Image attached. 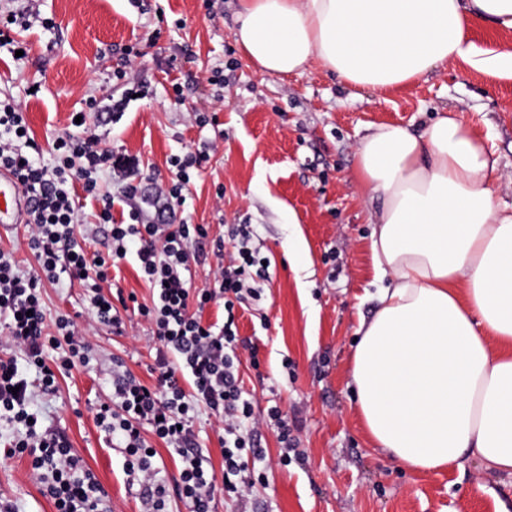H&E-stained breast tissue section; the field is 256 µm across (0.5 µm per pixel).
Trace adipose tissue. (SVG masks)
<instances>
[{
	"label": "adipose tissue",
	"instance_id": "obj_1",
	"mask_svg": "<svg viewBox=\"0 0 512 512\" xmlns=\"http://www.w3.org/2000/svg\"><path fill=\"white\" fill-rule=\"evenodd\" d=\"M512 30V0H237L233 37L263 75L310 68L397 89L460 59L512 77V49L467 27ZM498 159L461 112L422 131L372 126L354 177L369 197L370 249L383 284L361 323L350 382L374 448L413 472L465 456L512 476V204L490 187ZM469 37L478 46L498 50L503 46L512 48V31H502L490 24H476L469 30Z\"/></svg>",
	"mask_w": 512,
	"mask_h": 512
}]
</instances>
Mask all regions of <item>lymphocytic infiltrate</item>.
I'll return each instance as SVG.
<instances>
[{"mask_svg": "<svg viewBox=\"0 0 512 512\" xmlns=\"http://www.w3.org/2000/svg\"><path fill=\"white\" fill-rule=\"evenodd\" d=\"M143 55L139 43L121 47L120 62L110 74L121 95L107 107L89 97V111L107 109L113 119L122 118L134 95L145 92L132 72L134 60ZM215 147L211 141L200 150L170 156V180L150 174L157 204L154 215L133 206L117 218L112 213L115 203L137 195L130 176L138 170V160L103 147L101 135L87 127L57 136L53 162L44 164L22 109L12 99H0V168L16 179L29 201L28 245L39 264L38 272L27 274L0 252V315L5 318L0 340L19 353L18 358L0 360V422L17 429L6 455L30 457L32 477L41 493L53 500L56 512H101L105 491L67 437L42 428L33 417L34 389L54 392L58 372L87 366L91 351L86 328L68 314L55 321L57 337H47L43 285L58 282L64 272L81 280L95 323L123 336L126 321L103 284L109 264L129 257L152 290L151 304L138 305L137 311L148 325L155 350V382L147 386L130 376L118 377L111 398L98 405L95 418L124 448L125 473L138 485L145 512H163L171 491L187 512H215L219 498L234 512H248L253 489L267 466L266 451L258 444L262 421L274 422L277 428L279 465L293 461L299 419L283 415L276 406L269 407L266 416L256 415L252 398L239 383L240 351H248L252 367H259L260 361L252 341L237 334L236 310L259 304L270 279L263 255L252 244V225H232L229 239L214 240L207 225L164 219L184 205L190 184ZM109 172L118 176L113 192L101 184L102 174ZM88 199L97 204L95 222L109 227L112 246L104 255L89 252L86 246L83 208ZM211 255L217 260L215 288H194V267ZM215 302L224 310L220 323L203 318ZM48 347L60 352L57 368L45 363ZM28 365L38 369V381L27 378ZM201 407L222 425L224 465L218 473L195 448L192 424ZM150 434L179 458L173 488L157 480L146 440Z\"/></svg>", "mask_w": 512, "mask_h": 512, "instance_id": "f902f5d3", "label": "lymphocytic infiltrate"}]
</instances>
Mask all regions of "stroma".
<instances>
[{"label": "stroma", "instance_id": "1", "mask_svg": "<svg viewBox=\"0 0 512 512\" xmlns=\"http://www.w3.org/2000/svg\"><path fill=\"white\" fill-rule=\"evenodd\" d=\"M38 0L54 29L33 26L20 37L26 59L0 52V98L20 104L41 159L69 130L88 96L109 98L107 75L117 47L140 42L134 70L146 98L119 122L101 124L106 145L139 157L145 173L170 178L173 154L216 139L190 187L182 216L205 224L211 238L231 224L252 225L271 260L262 314L239 312L238 334L258 347L259 368L242 364L243 388L256 411L276 405L299 417L305 461L277 463L274 424L261 429L269 463L253 493L254 512H512V477L488 472L468 456L461 467L419 474L372 448L351 405L349 367L361 319L375 308L368 207L356 183L354 159L370 126L422 127L435 112H462L489 135L499 158L492 189L512 203V78L476 72L457 61L403 88H353L316 68L286 77L249 65L233 37L235 0ZM190 63L172 68L173 56ZM184 100L175 103L174 85ZM201 112L216 127H198ZM222 138H215V131ZM47 323L61 314L89 316L81 283L61 276L43 292ZM93 360L58 375L53 394L35 392L43 426L65 434L107 494L112 512H142L124 471L125 453L97 426L99 400L112 395V361L121 359L152 383L151 350L143 325L115 336L91 331ZM28 456H0V497L19 512H55L31 476Z\"/></svg>", "mask_w": 512, "mask_h": 512}]
</instances>
